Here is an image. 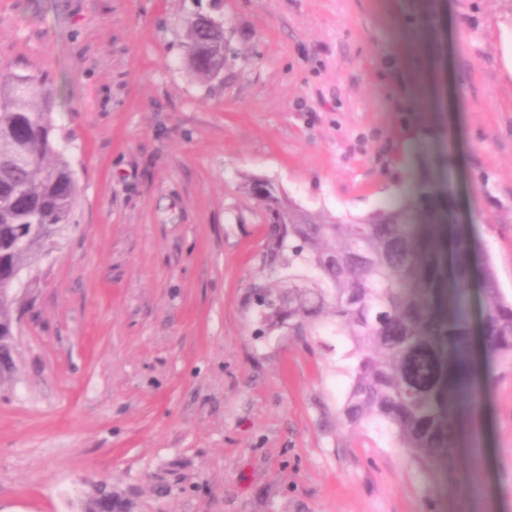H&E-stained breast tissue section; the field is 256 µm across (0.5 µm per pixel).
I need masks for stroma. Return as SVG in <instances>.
<instances>
[{
	"mask_svg": "<svg viewBox=\"0 0 512 512\" xmlns=\"http://www.w3.org/2000/svg\"><path fill=\"white\" fill-rule=\"evenodd\" d=\"M224 28L223 72L186 20ZM512 0H0V68L45 77L81 190L14 294L0 512H512V367L453 466L337 416L332 327L259 336L251 289L278 197L341 219L442 184L512 299ZM440 58L437 111L417 84ZM209 17L195 14L186 20L189 31L187 46L188 62L201 75L217 76L224 69V31L222 27H204L198 24L200 18ZM206 26H212L209 19H200ZM217 73V74H216Z\"/></svg>",
	"mask_w": 512,
	"mask_h": 512,
	"instance_id": "1",
	"label": "stroma"
}]
</instances>
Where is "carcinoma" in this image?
I'll return each instance as SVG.
<instances>
[{"label": "carcinoma", "mask_w": 512, "mask_h": 512, "mask_svg": "<svg viewBox=\"0 0 512 512\" xmlns=\"http://www.w3.org/2000/svg\"><path fill=\"white\" fill-rule=\"evenodd\" d=\"M186 20L188 62L201 75L224 69V31ZM54 93L41 79L0 70V380L13 347L11 275L64 237L79 201L54 122ZM277 216L267 258L288 277L261 284L264 331L300 336L324 322L348 338L356 363L339 415L375 422L420 463H453L455 411L478 402L473 381L471 288L484 297L486 350L512 364V301L488 258L459 224L447 196L419 183L398 205L349 223L271 194Z\"/></svg>", "instance_id": "carcinoma-1"}]
</instances>
